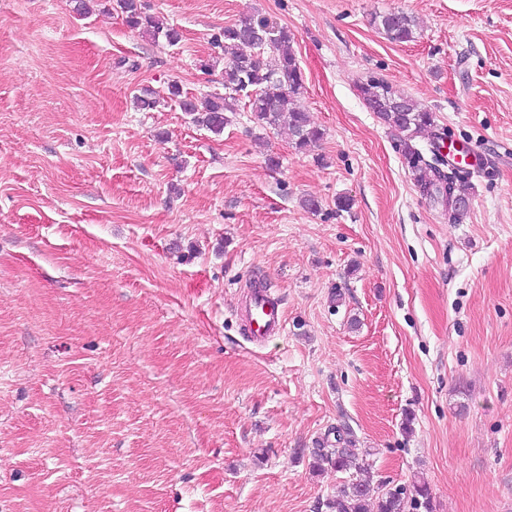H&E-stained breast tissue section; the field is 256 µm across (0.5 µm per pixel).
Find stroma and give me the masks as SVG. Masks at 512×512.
Instances as JSON below:
<instances>
[{"label":"stroma","mask_w":512,"mask_h":512,"mask_svg":"<svg viewBox=\"0 0 512 512\" xmlns=\"http://www.w3.org/2000/svg\"><path fill=\"white\" fill-rule=\"evenodd\" d=\"M145 2L178 45L116 0H0V512H328L342 476L310 452L342 425L434 512H512V0ZM389 10L415 41L369 26ZM247 16L296 36L310 151L168 97L223 93L200 63ZM372 75L485 156L462 223L362 103ZM261 276L286 328L257 347L236 309ZM117 2L121 12L125 14V22L129 27L133 29L142 28L154 39L161 36L172 46L180 42V32L175 27L164 24L156 17L147 15L143 11L144 6L141 0H118ZM369 25L382 31L391 41L397 43L414 41L418 30L415 18L398 10L372 15Z\"/></svg>","instance_id":"1"}]
</instances>
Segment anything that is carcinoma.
Segmentation results:
<instances>
[{
    "label": "carcinoma",
    "instance_id": "obj_1",
    "mask_svg": "<svg viewBox=\"0 0 512 512\" xmlns=\"http://www.w3.org/2000/svg\"><path fill=\"white\" fill-rule=\"evenodd\" d=\"M118 6L129 27L140 28L155 39L161 36L172 46L180 42V32L146 14L141 0H118ZM369 25L397 43L415 40L418 30L415 18L398 10L372 15ZM294 42L295 34L288 27L268 17H246L226 25L213 40L224 56V94L197 100L182 96L179 86L173 84L171 100L193 116V122L220 134L229 123L227 113L234 112L235 103L245 98L258 127L276 130L287 126L293 147L306 152L323 139L324 132L311 123L301 103L305 82ZM358 92L366 108L396 137L420 194L436 202L448 183L444 162L435 149L426 151L413 144L423 132L433 133V112L396 93L380 78L366 79L358 85ZM352 445L350 429L338 428L336 447L312 451L313 471L322 470L321 464L327 463L337 472H350L349 479L326 502L329 512H434L432 491L426 482L413 481L411 495L404 485L375 486L370 463L358 460Z\"/></svg>",
    "mask_w": 512,
    "mask_h": 512
}]
</instances>
